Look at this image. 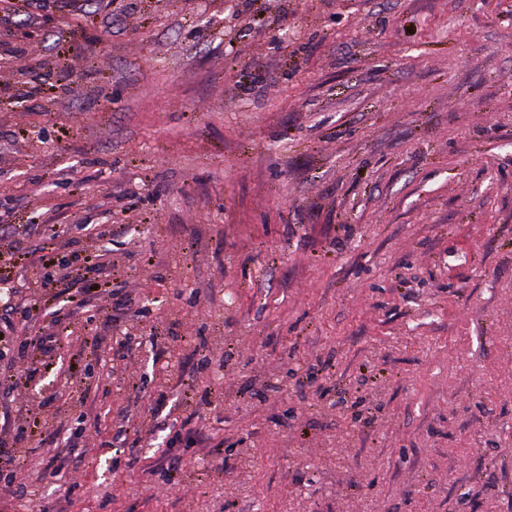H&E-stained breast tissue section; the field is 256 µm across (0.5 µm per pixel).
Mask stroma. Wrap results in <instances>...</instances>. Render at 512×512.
<instances>
[{
	"mask_svg": "<svg viewBox=\"0 0 512 512\" xmlns=\"http://www.w3.org/2000/svg\"><path fill=\"white\" fill-rule=\"evenodd\" d=\"M1 254L0 512H512V0H0ZM52 342L47 341L43 336H2L0 339V355L1 352L4 356L7 355L6 351H12L23 358H31L32 351L36 349L44 350L46 352V343ZM6 350V351H5ZM31 363L35 365H42V359L37 357L31 358Z\"/></svg>",
	"mask_w": 512,
	"mask_h": 512,
	"instance_id": "35a3bbf8",
	"label": "stroma"
}]
</instances>
